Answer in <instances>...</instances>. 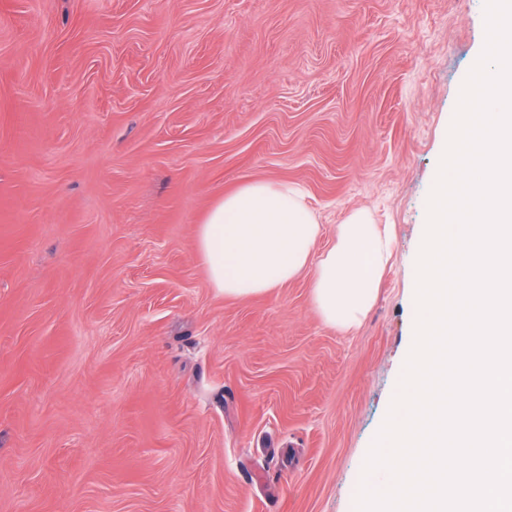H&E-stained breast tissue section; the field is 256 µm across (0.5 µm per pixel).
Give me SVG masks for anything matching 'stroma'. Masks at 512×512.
Listing matches in <instances>:
<instances>
[{
  "mask_svg": "<svg viewBox=\"0 0 512 512\" xmlns=\"http://www.w3.org/2000/svg\"><path fill=\"white\" fill-rule=\"evenodd\" d=\"M484 0H0V512H355ZM298 186L391 225L361 326L230 298L196 231Z\"/></svg>",
  "mask_w": 512,
  "mask_h": 512,
  "instance_id": "35a3bbf8",
  "label": "stroma"
}]
</instances>
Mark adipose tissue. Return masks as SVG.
<instances>
[{
    "label": "adipose tissue",
    "mask_w": 512,
    "mask_h": 512,
    "mask_svg": "<svg viewBox=\"0 0 512 512\" xmlns=\"http://www.w3.org/2000/svg\"><path fill=\"white\" fill-rule=\"evenodd\" d=\"M321 226L302 191L288 183L255 181L225 194L207 212L197 252L212 288L227 297L262 295L312 272V301L323 320L349 330L361 324L392 258L389 225L364 210L336 228L335 243L314 247Z\"/></svg>",
    "instance_id": "obj_1"
}]
</instances>
